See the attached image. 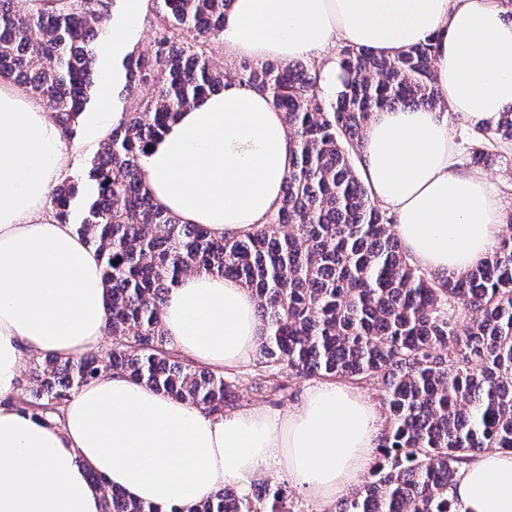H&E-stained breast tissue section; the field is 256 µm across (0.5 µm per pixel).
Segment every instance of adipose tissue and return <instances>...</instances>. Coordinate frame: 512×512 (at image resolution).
Here are the masks:
<instances>
[{
  "label": "adipose tissue",
  "instance_id": "1",
  "mask_svg": "<svg viewBox=\"0 0 512 512\" xmlns=\"http://www.w3.org/2000/svg\"><path fill=\"white\" fill-rule=\"evenodd\" d=\"M148 0H125L104 46L99 84L124 81L122 61ZM439 39L434 68L447 111L374 113L362 170L407 254L424 270L462 274L497 245L501 212L486 180L459 168L449 113L487 124L512 108V20L499 0H233L227 54L255 62L317 61L328 98L342 87L328 54L337 39L391 55ZM295 146L271 99L235 80L180 112L142 160L154 203L213 237L243 235L278 211ZM66 167L61 132L42 103L0 83V512H102L97 472L133 500L192 506L270 466L310 497H342L370 462L372 404L344 384L308 387L288 412L209 416L112 373L80 387L61 422L13 403L24 356L65 360L98 351L108 295L100 259L48 195ZM171 346L221 371L253 359L261 324L239 282L192 273L162 309ZM461 512H512V453L466 465Z\"/></svg>",
  "mask_w": 512,
  "mask_h": 512
}]
</instances>
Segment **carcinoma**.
Listing matches in <instances>:
<instances>
[{"mask_svg": "<svg viewBox=\"0 0 512 512\" xmlns=\"http://www.w3.org/2000/svg\"><path fill=\"white\" fill-rule=\"evenodd\" d=\"M28 2L0 0V79L28 88L71 141L98 84L92 31L115 0ZM232 2L162 0L152 54L124 63L125 94L148 84L141 102L107 134L86 180L52 188L57 219L100 256L112 353L37 359L27 410L59 418L74 391L114 372L206 415L235 408L236 376L182 357L161 322L182 277L218 274L257 299L255 389L284 391L285 373L380 386L388 421L372 479L336 512H460L451 491L463 465L488 451L512 452V236L466 273L425 272L391 234L393 217L354 165L374 112L445 104L433 70L439 41L429 37L393 57L344 46V90L334 101L321 96L313 64L240 63L234 79L271 98L297 151L273 219L217 239L153 202L141 160L181 109L224 87L212 44ZM185 31L196 41H182ZM486 132L512 141V108ZM90 478L104 512H164L126 498L96 473ZM286 500L285 489L264 481L248 495L219 488L190 512H289Z\"/></svg>", "mask_w": 512, "mask_h": 512, "instance_id": "carcinoma-1", "label": "carcinoma"}]
</instances>
